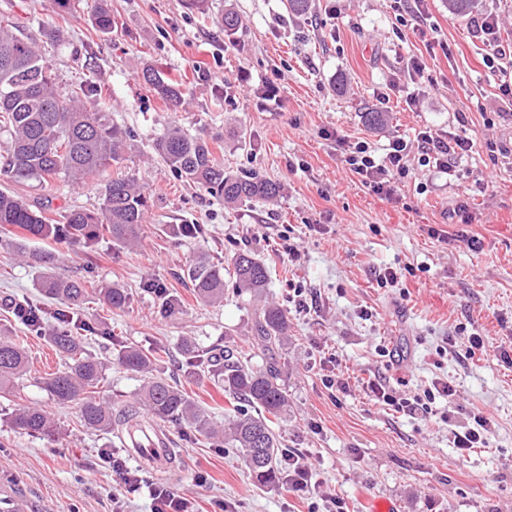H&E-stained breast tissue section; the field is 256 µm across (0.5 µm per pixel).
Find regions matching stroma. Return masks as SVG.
Masks as SVG:
<instances>
[{
    "instance_id": "stroma-1",
    "label": "stroma",
    "mask_w": 512,
    "mask_h": 512,
    "mask_svg": "<svg viewBox=\"0 0 512 512\" xmlns=\"http://www.w3.org/2000/svg\"><path fill=\"white\" fill-rule=\"evenodd\" d=\"M115 26L97 31L89 4L61 13L56 0H0V20L15 22L37 41L59 85L87 81L102 87L114 121L133 137L123 173L144 183L153 205L140 246L130 250L110 239L82 250L30 239L26 256L0 242V336L18 338L30 371L17 404L48 410L63 428L54 438L15 433L0 417V497L24 512H150L147 490L127 492L101 452L137 464L119 441L84 431L74 409L56 404L43 389L46 374L63 359L12 308L33 302L56 309L37 288L41 272L118 286L129 305L111 310L91 296L72 309L91 328L85 342L111 364L101 398L134 402L138 375L115 361L123 344L159 352L155 376L180 386L199 406L223 420L230 404L222 387L191 372L181 355L183 339L200 348L219 346L260 364L254 337L257 302L226 290L219 305L196 300L183 269L198 251L230 263L250 252L270 271L266 301L288 315V338L279 352L288 390V413L276 428L283 447L301 452L318 474L319 494L335 493L351 512L375 502L394 512H512V367L497 357L512 346V101L501 98L499 73L483 65L487 46L476 37V14L499 15L501 38H512V0H478L475 15L449 13L445 0H429L428 41L398 29L391 0H312L310 14H289L284 0H206L191 10L184 0H107ZM242 23L224 33L225 10ZM63 28L65 39L48 38ZM439 45L421 82L409 79V58ZM151 65L183 85L187 105L170 110L144 84ZM288 82L271 88L278 73ZM342 92H335V84ZM417 92L416 105L405 102ZM386 113L384 126L368 127L362 114ZM215 136L225 170H254L279 182L272 202L236 208L180 180L153 145L171 124ZM444 137L464 134L472 151L446 174L420 165L411 151L408 178L376 194L353 175L344 156L352 144L384 149L394 137L415 142L421 130ZM0 190L41 207L59 219L71 207L97 209L99 181L74 186L64 178L16 183L0 176ZM195 224L196 237L170 231ZM479 241L470 249L467 238ZM297 246L289 260L284 242ZM49 256L48 265L31 253ZM408 268L403 290L382 288L379 272ZM304 288L300 310L288 301L289 285ZM180 297L179 314L159 313L162 293ZM480 332L486 353L462 358L442 353L446 342H465ZM396 361L378 356L376 345ZM336 354L349 382L346 393L325 388L324 353ZM384 377L405 396L438 378L456 395L449 422L373 402L370 379ZM483 412L497 424L489 447L460 460L452 431L469 413ZM180 465L161 484L193 500L200 512L218 503L234 512H307L287 482L259 485L235 449L207 440L187 425L167 424Z\"/></svg>"
}]
</instances>
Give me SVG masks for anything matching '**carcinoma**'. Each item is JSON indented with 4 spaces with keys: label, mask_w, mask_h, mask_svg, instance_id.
Segmentation results:
<instances>
[{
    "label": "carcinoma",
    "mask_w": 512,
    "mask_h": 512,
    "mask_svg": "<svg viewBox=\"0 0 512 512\" xmlns=\"http://www.w3.org/2000/svg\"><path fill=\"white\" fill-rule=\"evenodd\" d=\"M91 17L97 30H112V15L104 0H93ZM144 82L156 97L173 110L182 109L186 97L182 85L161 71L147 66ZM102 92L88 83L62 90L36 42L18 35L14 26L0 22V130L9 143L0 155V175L15 182H47L65 177L74 184L89 178L104 180L103 202L97 211L72 208L53 224L26 199L0 191V234L17 239H50L68 246L89 248L108 236L134 247L142 240L150 197L133 177L109 175L108 170L125 160L130 133L112 121V113L99 107ZM160 157L177 176L204 188L227 206L269 202L281 193V185L255 171L231 173L215 156L210 138L191 136L174 126L155 143ZM233 279L238 292L263 297L269 274L260 261L238 253L226 269L201 252L186 269L194 293L204 304L224 301V276ZM37 287L40 292L68 307L83 303L90 294L85 282L47 273ZM106 303L123 309L128 292L119 287L101 288ZM17 318L40 329V311L28 305L14 306ZM60 326L49 334L55 349L65 357L61 369L42 379L54 401L77 408L79 421L92 432L115 433L127 444L149 432L142 414L159 422L181 421L200 436L235 448L251 477L260 484L280 481L277 456L280 436L273 425L287 411L288 394L281 379L277 352L288 336V316L277 305L266 304L255 320V335L266 351L265 362L252 365L222 348L201 352L189 341L182 353L191 367H205L215 383L224 387L240 407L215 423L185 392L153 375L155 351L138 345H122L118 364L144 377L136 402L116 405L93 396L103 380L108 362L89 353L84 338L72 334L68 316L58 317ZM28 353L24 346L0 337V398L16 396L18 383L27 374ZM10 427L28 436L52 432L51 415L38 406H20L7 413Z\"/></svg>",
    "instance_id": "carcinoma-1"
}]
</instances>
